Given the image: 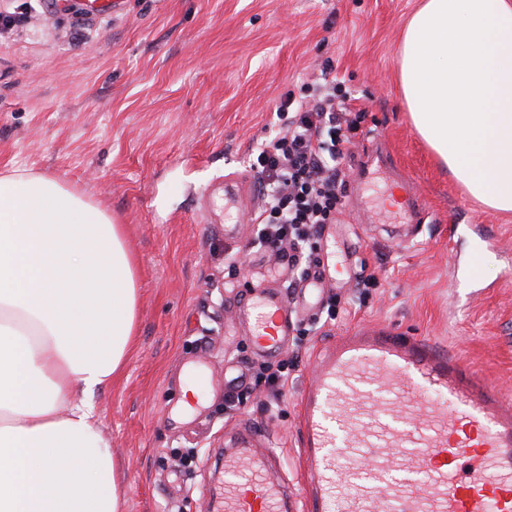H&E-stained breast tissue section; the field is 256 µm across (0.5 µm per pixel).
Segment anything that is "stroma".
<instances>
[{
  "instance_id": "1",
  "label": "stroma",
  "mask_w": 512,
  "mask_h": 512,
  "mask_svg": "<svg viewBox=\"0 0 512 512\" xmlns=\"http://www.w3.org/2000/svg\"><path fill=\"white\" fill-rule=\"evenodd\" d=\"M113 2L100 15L89 0H0V14L27 16L0 28V170L55 173L124 227L137 336L93 401L126 512H215L223 452L248 425L305 512L299 400L319 351L345 336L429 337L512 390V214L470 200L409 121L398 48L418 0ZM327 61L356 122L345 171L370 174L313 245L324 291L312 310L305 272L255 243L260 195L228 216L221 187L250 174L280 97ZM260 284L296 311L278 395L237 317ZM194 364L201 408L184 413ZM228 364L244 375L233 408Z\"/></svg>"
}]
</instances>
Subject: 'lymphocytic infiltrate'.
Masks as SVG:
<instances>
[{
  "mask_svg": "<svg viewBox=\"0 0 512 512\" xmlns=\"http://www.w3.org/2000/svg\"><path fill=\"white\" fill-rule=\"evenodd\" d=\"M346 96L335 81L318 78L306 93H286L274 115L279 129L262 142L250 162L263 204L255 217L259 238L270 245H289L292 263L299 248L320 238L335 223L346 192L341 162L349 153L344 134Z\"/></svg>",
  "mask_w": 512,
  "mask_h": 512,
  "instance_id": "lymphocytic-infiltrate-1",
  "label": "lymphocytic infiltrate"
}]
</instances>
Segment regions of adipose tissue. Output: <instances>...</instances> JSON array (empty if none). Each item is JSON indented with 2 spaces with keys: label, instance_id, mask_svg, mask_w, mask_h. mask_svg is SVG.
<instances>
[{
  "label": "adipose tissue",
  "instance_id": "1",
  "mask_svg": "<svg viewBox=\"0 0 512 512\" xmlns=\"http://www.w3.org/2000/svg\"><path fill=\"white\" fill-rule=\"evenodd\" d=\"M400 82L438 161L512 213V0H423ZM138 299L108 211L57 176L0 172V512H124L91 396L125 363Z\"/></svg>",
  "mask_w": 512,
  "mask_h": 512
}]
</instances>
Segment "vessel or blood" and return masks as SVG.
<instances>
[{
    "label": "vessel or blood",
    "instance_id": "vessel-or-blood-1",
    "mask_svg": "<svg viewBox=\"0 0 512 512\" xmlns=\"http://www.w3.org/2000/svg\"><path fill=\"white\" fill-rule=\"evenodd\" d=\"M238 316L255 353L280 356L294 330L286 294L261 286ZM312 512H512V403L461 352L383 331L337 341L302 400ZM342 475L341 462L360 464ZM255 432L224 451L222 512H288Z\"/></svg>",
    "mask_w": 512,
    "mask_h": 512
}]
</instances>
